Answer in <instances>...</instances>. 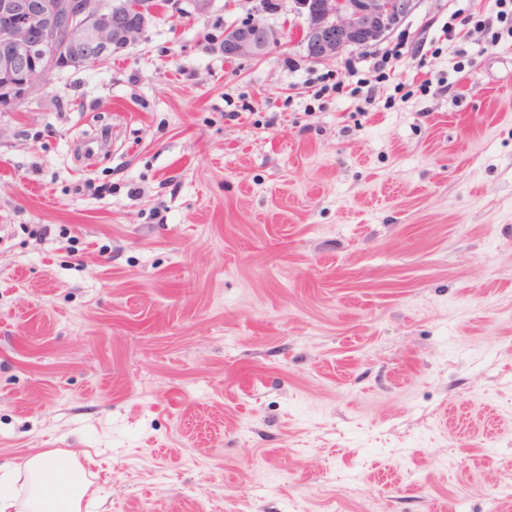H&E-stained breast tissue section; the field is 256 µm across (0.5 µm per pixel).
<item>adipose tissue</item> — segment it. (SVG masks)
<instances>
[{"instance_id": "adipose-tissue-1", "label": "adipose tissue", "mask_w": 512, "mask_h": 512, "mask_svg": "<svg viewBox=\"0 0 512 512\" xmlns=\"http://www.w3.org/2000/svg\"><path fill=\"white\" fill-rule=\"evenodd\" d=\"M86 492L77 469L49 452L30 456L21 470L0 474V512H80Z\"/></svg>"}]
</instances>
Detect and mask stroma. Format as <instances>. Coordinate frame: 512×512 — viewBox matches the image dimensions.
<instances>
[{
	"label": "stroma",
	"instance_id": "35a3bbf8",
	"mask_svg": "<svg viewBox=\"0 0 512 512\" xmlns=\"http://www.w3.org/2000/svg\"><path fill=\"white\" fill-rule=\"evenodd\" d=\"M261 4L183 0L0 112V463H82V512H512L495 0H422L385 78L306 60L290 0L226 57ZM277 33L263 20L253 17L245 24L224 29V54L230 58L256 59L267 55L277 43Z\"/></svg>",
	"mask_w": 512,
	"mask_h": 512
}]
</instances>
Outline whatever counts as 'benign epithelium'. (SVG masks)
Listing matches in <instances>:
<instances>
[{
  "instance_id": "7a95c632",
  "label": "benign epithelium",
  "mask_w": 512,
  "mask_h": 512,
  "mask_svg": "<svg viewBox=\"0 0 512 512\" xmlns=\"http://www.w3.org/2000/svg\"><path fill=\"white\" fill-rule=\"evenodd\" d=\"M305 17L301 44L314 63L386 40L421 0H291ZM154 0H0V110L11 109L53 69L97 63L140 41ZM277 33L253 17L224 29V55L256 59Z\"/></svg>"
}]
</instances>
